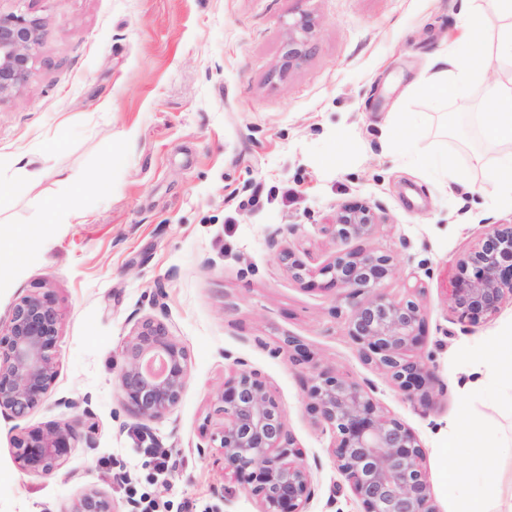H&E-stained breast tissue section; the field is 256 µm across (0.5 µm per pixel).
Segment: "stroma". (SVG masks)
Listing matches in <instances>:
<instances>
[{"label":"stroma","mask_w":512,"mask_h":512,"mask_svg":"<svg viewBox=\"0 0 512 512\" xmlns=\"http://www.w3.org/2000/svg\"><path fill=\"white\" fill-rule=\"evenodd\" d=\"M459 0H0L42 23L35 78L0 101V225L31 231L22 262L0 260V317L47 291L62 314L57 376L26 418L0 416V512H68L95 488L120 512H258L224 473L216 396L234 359L265 380L305 452L314 496L306 512H359L331 452L333 435L307 410L314 369L374 387L382 409L425 451L437 512H456L441 476L467 448L442 449L466 421L499 456L475 484L490 512L512 489V366L490 370L488 339L512 341V304L477 325L456 320L446 289L456 257L487 225L512 221L491 170L498 150L478 115L481 88L435 100L420 84L459 34ZM417 128L392 142L389 124ZM26 154L35 182L10 162ZM482 164H475V155ZM75 194L82 218L52 214ZM360 199L386 217L372 235L334 240L324 227ZM50 223L49 234L35 229ZM390 256L382 289L415 297L425 338L413 352L439 389L409 397L364 362L348 308L321 266L343 251ZM293 252L314 280L297 278ZM156 317L189 350L173 414L142 436L115 380L138 320ZM300 337L312 365L282 343ZM89 412L62 466L42 478L12 453L20 429ZM171 466L159 472L158 457Z\"/></svg>","instance_id":"stroma-1"}]
</instances>
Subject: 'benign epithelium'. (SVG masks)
Masks as SVG:
<instances>
[{
  "mask_svg": "<svg viewBox=\"0 0 512 512\" xmlns=\"http://www.w3.org/2000/svg\"><path fill=\"white\" fill-rule=\"evenodd\" d=\"M41 21L24 13L0 12V100L17 95L35 76L41 49ZM385 223L366 201L345 204L326 230L337 241L363 238ZM447 294L450 312L477 325L512 301V224H491L478 245L459 255ZM326 285L339 290L349 307L348 336L361 357L382 367L400 390L427 405L435 378L430 366L411 357L423 340L424 310L413 298L397 300L383 282L396 274L390 256L350 251L318 269ZM61 313L48 292L20 299L0 321V414L22 418L38 407L55 381L53 351ZM292 363L313 356L298 338L284 340ZM126 363L117 390L140 431L167 419L182 399L190 354L163 321L147 317L125 348ZM232 374L217 393L223 417L219 432L224 473L257 502L258 512H306L313 492L305 453L287 425L284 409L260 374L234 361ZM309 409L334 435L332 454L361 512H438L424 467V449L416 433L386 414L359 383L333 370L314 372L308 388ZM87 398L61 401L72 417L44 427L23 429L13 439L20 468L50 476L69 454L77 437ZM69 512H119L112 498L88 489Z\"/></svg>",
  "mask_w": 512,
  "mask_h": 512,
  "instance_id": "7a95c632",
  "label": "benign epithelium"
}]
</instances>
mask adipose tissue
Listing matches in <instances>:
<instances>
[{"label": "adipose tissue", "mask_w": 512, "mask_h": 512, "mask_svg": "<svg viewBox=\"0 0 512 512\" xmlns=\"http://www.w3.org/2000/svg\"><path fill=\"white\" fill-rule=\"evenodd\" d=\"M473 0H460L463 19L461 32L454 40L448 55L440 57V69L435 76L424 80L423 90L432 98L441 100L466 94L476 81H483V92L489 106L479 115L484 138L501 146L503 152L492 173V179L504 202L512 203V0H486L487 8L504 18L493 48H486L481 37V13ZM498 61V69H491V61ZM495 76L483 80L487 70ZM493 465L490 449H475L470 467L464 471L447 470L443 481L449 497L463 504L466 512H484L481 504L469 493L470 486L488 474Z\"/></svg>", "instance_id": "1"}]
</instances>
